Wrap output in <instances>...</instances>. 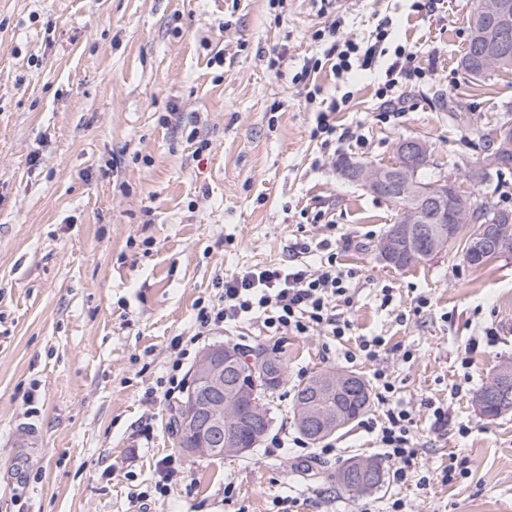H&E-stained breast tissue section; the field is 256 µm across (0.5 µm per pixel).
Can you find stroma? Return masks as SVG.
Masks as SVG:
<instances>
[{
	"label": "stroma",
	"mask_w": 512,
	"mask_h": 512,
	"mask_svg": "<svg viewBox=\"0 0 512 512\" xmlns=\"http://www.w3.org/2000/svg\"><path fill=\"white\" fill-rule=\"evenodd\" d=\"M414 3L337 0L340 36L368 40L390 19L386 53L348 80L326 68L303 83L304 63L324 49L312 0H0V512H277L284 499L295 512H386L398 497L411 512H512V415L486 418L473 401L512 363V254L474 268L451 246L390 268L377 242L394 206L337 174L341 159L387 164L400 140L420 138L438 175L512 209V170L477 176L495 127L512 120V72L473 84L461 67L480 0ZM398 47L416 52L419 71L400 80L386 118L376 90ZM314 86L351 94L336 123L357 140L332 152L311 140ZM320 204L347 239L340 266L356 274L354 304L339 314L356 335L386 340L380 365L416 409L424 488L389 479L356 496L337 484L348 457L382 454L361 422L327 438V455L293 444L299 385L319 371L372 379L376 364L345 358L353 339L246 325L194 335L224 276L287 262L290 245L314 233L300 210ZM488 327L497 343L466 353ZM177 336L191 341L187 374L216 343L281 356L268 441L221 460L176 448ZM429 399L449 402L468 435L434 432ZM20 422L40 430L39 451L10 441ZM170 455L184 468L160 496L158 464ZM453 459L471 474L451 485Z\"/></svg>",
	"instance_id": "1"
}]
</instances>
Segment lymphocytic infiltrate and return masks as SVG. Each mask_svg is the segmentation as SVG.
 Listing matches in <instances>:
<instances>
[{
    "label": "lymphocytic infiltrate",
    "mask_w": 512,
    "mask_h": 512,
    "mask_svg": "<svg viewBox=\"0 0 512 512\" xmlns=\"http://www.w3.org/2000/svg\"><path fill=\"white\" fill-rule=\"evenodd\" d=\"M386 37L387 31L381 26L371 41L347 37L332 40L321 57L305 64L301 75L309 77L327 65L337 79H347L354 64L372 65L377 55L382 54ZM324 217L321 210L313 215L312 222L318 225L319 234L296 244L297 258L225 277L217 304L200 308L199 328L245 321L267 333L307 335L320 331L336 340L348 336L351 324L338 318L336 308L352 304L351 281L355 274L338 267L330 238L336 227L325 222ZM385 345L380 335L361 337L358 343L361 356L376 365L378 399L385 407L381 423H369L368 428L375 432L379 448L392 462L394 478L406 483L413 478L410 467L416 455L415 413L412 406L393 397L395 385L379 364Z\"/></svg>",
    "instance_id": "lymphocytic-infiltrate-1"
}]
</instances>
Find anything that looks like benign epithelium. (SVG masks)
I'll return each instance as SVG.
<instances>
[{
	"label": "benign epithelium",
	"mask_w": 512,
	"mask_h": 512,
	"mask_svg": "<svg viewBox=\"0 0 512 512\" xmlns=\"http://www.w3.org/2000/svg\"><path fill=\"white\" fill-rule=\"evenodd\" d=\"M483 10L493 18L506 19L512 14V0H485ZM511 37L508 32L493 27L487 30L488 48L483 59L485 70L498 69L512 54L508 47ZM425 150L424 142L405 140L399 144L396 158L388 166L376 168L347 161L339 167L340 175L382 198L391 197L387 190L392 189L400 196L414 200L416 205L406 209L403 215L402 224L407 228L422 223V212L426 208L449 212L454 224L470 223L473 206L469 195L451 186L444 177L431 183L419 180L418 168L412 157ZM396 237L397 232H390L383 235L377 244L380 257L391 267L399 266ZM244 361L245 355L241 351L223 343L205 349L195 366V373L198 380L210 388L212 397L197 410L186 413L183 419V427L188 430H209L213 445L230 456L242 455L247 449L224 437V417L235 416L240 407L246 405L253 419L261 422L265 416L266 399L277 389L281 379L279 372L271 374L256 368L252 385L242 387L237 381V374ZM380 475L381 467L376 459L355 457L341 468L340 479L348 486L349 492L367 494L376 490Z\"/></svg>",
	"instance_id": "1"
}]
</instances>
